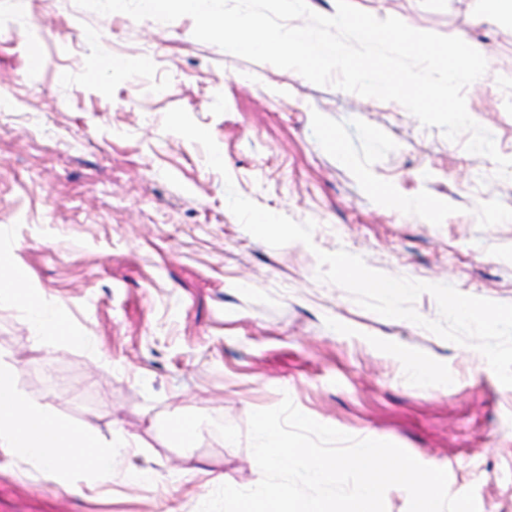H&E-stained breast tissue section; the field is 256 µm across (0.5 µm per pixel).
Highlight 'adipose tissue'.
<instances>
[{"mask_svg": "<svg viewBox=\"0 0 512 512\" xmlns=\"http://www.w3.org/2000/svg\"><path fill=\"white\" fill-rule=\"evenodd\" d=\"M0 269L9 273L0 280V302L23 310L38 348L49 352L62 343L89 344L88 336L64 333L61 310H48L33 299L26 274L11 258L0 255ZM130 445L122 435L100 443L91 428L61 419L49 405L31 404L17 384L13 366L0 364V452L56 470L62 482L74 486L111 480L115 464Z\"/></svg>", "mask_w": 512, "mask_h": 512, "instance_id": "obj_1", "label": "adipose tissue"}]
</instances>
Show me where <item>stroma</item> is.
Here are the masks:
<instances>
[{
    "label": "stroma",
    "instance_id": "35a3bbf8",
    "mask_svg": "<svg viewBox=\"0 0 512 512\" xmlns=\"http://www.w3.org/2000/svg\"><path fill=\"white\" fill-rule=\"evenodd\" d=\"M493 46L497 77L470 115L512 158V24L481 0H353ZM194 22L99 15L74 0H0V253L89 348L34 347L0 303V361L30 401L137 446L111 481L69 487L0 453V512H197L213 479L258 484L248 417L290 397L357 438L392 442L512 512V387L475 349L360 307L319 281L315 250L512 304V179L400 103L198 41ZM99 31L89 39V31ZM128 71H100L102 56ZM184 108L216 141L164 132ZM236 191L295 221L313 246L273 248L229 211ZM428 201L430 214L413 210ZM422 362L430 377L413 376ZM198 426L192 446L171 423Z\"/></svg>",
    "mask_w": 512,
    "mask_h": 512
}]
</instances>
